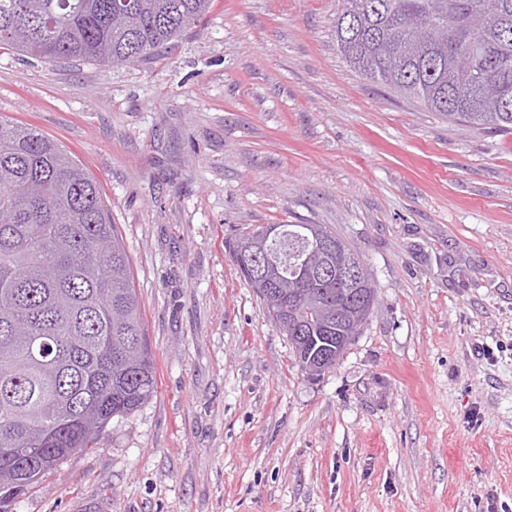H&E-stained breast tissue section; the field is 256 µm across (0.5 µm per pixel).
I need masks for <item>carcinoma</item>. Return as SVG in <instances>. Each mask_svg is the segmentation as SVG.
Masks as SVG:
<instances>
[{
  "instance_id": "cac0c4a2",
  "label": "carcinoma",
  "mask_w": 512,
  "mask_h": 512,
  "mask_svg": "<svg viewBox=\"0 0 512 512\" xmlns=\"http://www.w3.org/2000/svg\"><path fill=\"white\" fill-rule=\"evenodd\" d=\"M211 0H0V47L44 59L130 65L196 27ZM29 31L28 42L16 39ZM336 42L366 79L478 129L512 131V0H347ZM0 504L25 495L72 454L97 444L115 416L151 400L154 359L129 256L98 182L31 126L0 120ZM251 228L229 244L261 240ZM278 257L257 291L297 277L324 224H281ZM366 284L376 295L361 256ZM336 278L295 286L288 311L301 370L336 348Z\"/></svg>"
}]
</instances>
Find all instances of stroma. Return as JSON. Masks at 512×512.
<instances>
[{"instance_id": "35a3bbf8", "label": "stroma", "mask_w": 512, "mask_h": 512, "mask_svg": "<svg viewBox=\"0 0 512 512\" xmlns=\"http://www.w3.org/2000/svg\"><path fill=\"white\" fill-rule=\"evenodd\" d=\"M345 0H212L133 66L0 49V116L72 151L131 258L158 391L8 512H512V132L345 60ZM324 224L377 300L317 379L226 245Z\"/></svg>"}]
</instances>
